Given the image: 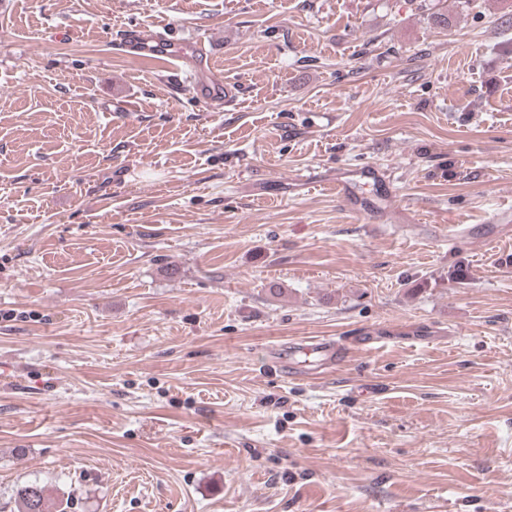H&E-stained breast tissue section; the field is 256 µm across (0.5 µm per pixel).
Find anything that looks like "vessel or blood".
Here are the masks:
<instances>
[{
    "label": "vessel or blood",
    "instance_id": "b4317fda",
    "mask_svg": "<svg viewBox=\"0 0 512 512\" xmlns=\"http://www.w3.org/2000/svg\"><path fill=\"white\" fill-rule=\"evenodd\" d=\"M123 51L136 59L194 61L197 73L195 92L200 100L220 105L231 96L230 88L224 84L221 75L209 67L206 53L198 43H172L151 31L136 28L128 31ZM333 188L355 213L365 215L371 211L372 200L356 194L350 181H338ZM379 342V336L364 333L346 339L323 337L304 343H283L270 351L269 362L282 372L292 374L296 371L298 355L304 354L318 361L320 367L328 368L336 366L351 350L372 349Z\"/></svg>",
    "mask_w": 512,
    "mask_h": 512
}]
</instances>
